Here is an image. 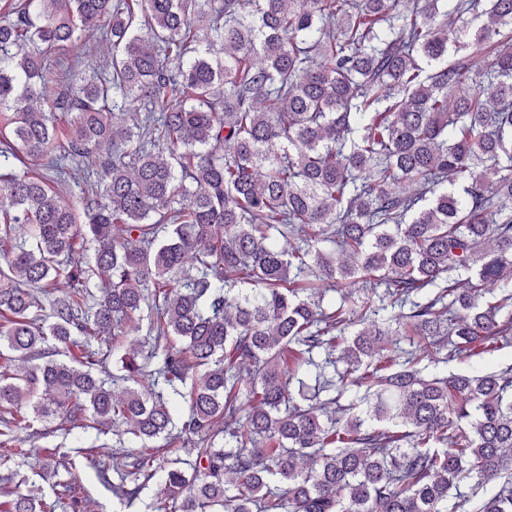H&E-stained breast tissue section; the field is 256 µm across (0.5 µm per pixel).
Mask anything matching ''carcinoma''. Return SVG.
<instances>
[{
	"label": "carcinoma",
	"mask_w": 512,
	"mask_h": 512,
	"mask_svg": "<svg viewBox=\"0 0 512 512\" xmlns=\"http://www.w3.org/2000/svg\"><path fill=\"white\" fill-rule=\"evenodd\" d=\"M0 257L5 485L53 417L148 512H512V366L429 372L512 344V0H16ZM92 42H90L87 45V49L84 50V67L87 71L91 68L101 70L105 66L106 61L112 52L111 46L108 42Z\"/></svg>",
	"instance_id": "obj_1"
}]
</instances>
